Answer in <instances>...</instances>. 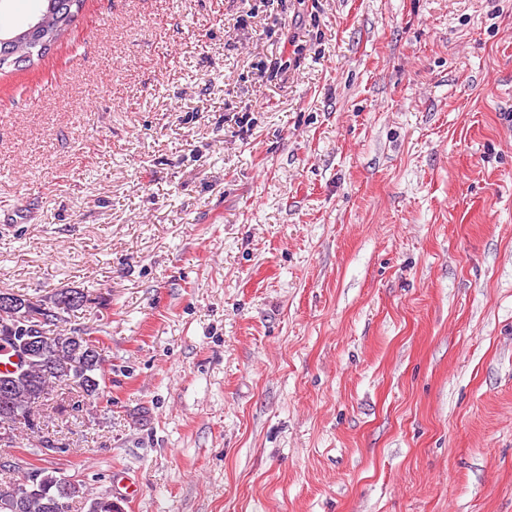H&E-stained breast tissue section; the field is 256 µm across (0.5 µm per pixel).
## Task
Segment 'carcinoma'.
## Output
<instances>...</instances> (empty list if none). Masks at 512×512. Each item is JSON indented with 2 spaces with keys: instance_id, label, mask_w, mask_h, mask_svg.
I'll list each match as a JSON object with an SVG mask.
<instances>
[{
  "instance_id": "carcinoma-1",
  "label": "carcinoma",
  "mask_w": 512,
  "mask_h": 512,
  "mask_svg": "<svg viewBox=\"0 0 512 512\" xmlns=\"http://www.w3.org/2000/svg\"><path fill=\"white\" fill-rule=\"evenodd\" d=\"M65 294L50 305L39 296L18 295L20 310L10 322L22 324L40 315L44 340L39 351L26 363L25 373L0 374V389L9 390L8 401L0 400V428L14 431L22 424L30 431L38 427L40 411L52 399L55 386H75L88 401L104 397L102 359L98 340L89 333L50 332L62 318L52 314ZM83 492L75 483L56 470L33 468L21 478H0V512H60L57 503L72 501Z\"/></svg>"
}]
</instances>
